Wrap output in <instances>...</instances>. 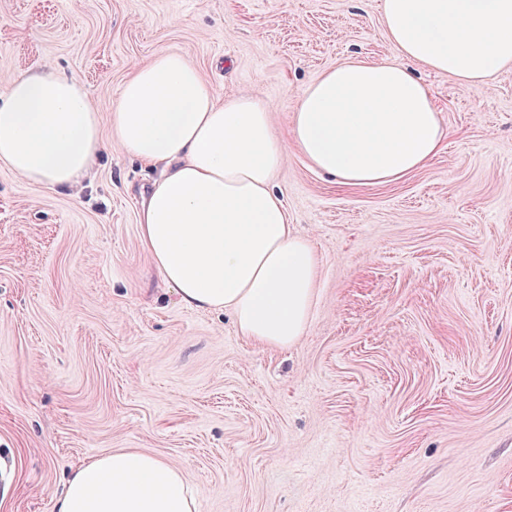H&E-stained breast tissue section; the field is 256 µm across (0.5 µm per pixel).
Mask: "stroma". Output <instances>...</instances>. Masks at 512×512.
Wrapping results in <instances>:
<instances>
[{
	"label": "stroma",
	"mask_w": 512,
	"mask_h": 512,
	"mask_svg": "<svg viewBox=\"0 0 512 512\" xmlns=\"http://www.w3.org/2000/svg\"><path fill=\"white\" fill-rule=\"evenodd\" d=\"M382 0H0V100L43 67L102 110L156 54L267 104L394 55ZM448 129L423 171L342 186L288 146L275 180L320 261L291 348L183 305L138 211L159 168L105 151L75 188L0 165V512H55L79 463L162 455L199 512H512V67H420Z\"/></svg>",
	"instance_id": "1"
}]
</instances>
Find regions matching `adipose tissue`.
<instances>
[{"label": "adipose tissue", "instance_id": "obj_1", "mask_svg": "<svg viewBox=\"0 0 512 512\" xmlns=\"http://www.w3.org/2000/svg\"><path fill=\"white\" fill-rule=\"evenodd\" d=\"M393 59L353 58L300 94L289 141L244 95L218 96L182 55L136 68L110 110L112 143L162 172L139 211L154 269L188 307L230 312L246 340L286 349L304 335L319 275L274 188L288 144L346 186L386 185L424 169L448 137L415 66L478 84L512 64V0H383ZM82 86L43 68L0 101V164L68 189L108 143ZM55 512H199V494L163 457L115 450L65 483Z\"/></svg>", "mask_w": 512, "mask_h": 512}]
</instances>
